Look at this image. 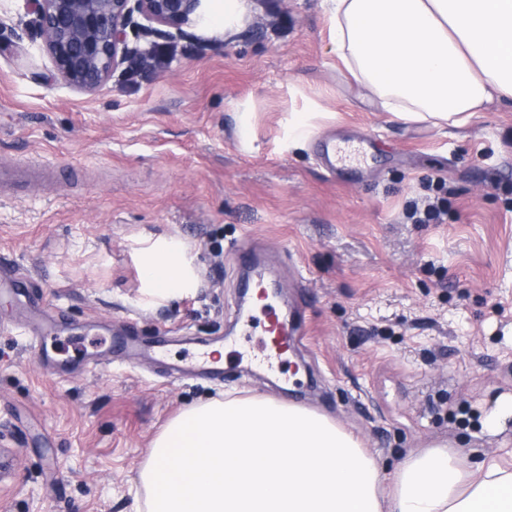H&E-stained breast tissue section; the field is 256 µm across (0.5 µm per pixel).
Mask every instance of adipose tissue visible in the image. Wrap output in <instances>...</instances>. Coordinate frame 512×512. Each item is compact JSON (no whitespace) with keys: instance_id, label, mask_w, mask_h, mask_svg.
I'll list each match as a JSON object with an SVG mask.
<instances>
[{"instance_id":"1","label":"adipose tissue","mask_w":512,"mask_h":512,"mask_svg":"<svg viewBox=\"0 0 512 512\" xmlns=\"http://www.w3.org/2000/svg\"><path fill=\"white\" fill-rule=\"evenodd\" d=\"M337 57L406 121L468 123L512 102V0H323ZM151 295L196 286L183 245L141 250ZM147 512H512V472L464 470L429 448L382 471L327 417L268 398L183 412L157 436L142 472Z\"/></svg>"}]
</instances>
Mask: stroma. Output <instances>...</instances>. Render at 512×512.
<instances>
[{
    "label": "stroma",
    "mask_w": 512,
    "mask_h": 512,
    "mask_svg": "<svg viewBox=\"0 0 512 512\" xmlns=\"http://www.w3.org/2000/svg\"><path fill=\"white\" fill-rule=\"evenodd\" d=\"M25 0H0V165L82 168L78 181L0 187V265L55 307L51 374L33 325L0 296V512H146L140 471L183 410L265 396L360 437L382 470L445 447L512 471V104L463 126L406 122L337 58L322 0H244L238 24L162 26L161 66L115 69L85 94L55 77ZM310 132L291 141L288 120ZM346 160L319 161L322 142ZM444 182L445 212L408 201ZM188 246L194 293H145L138 253ZM284 290L305 341L261 367L264 310L240 309L236 249ZM136 337V357L112 355ZM224 348V379L175 374ZM443 199L429 197L428 200L419 204L412 201L406 206L407 218L414 224H436L442 214Z\"/></svg>",
    "instance_id": "1"
}]
</instances>
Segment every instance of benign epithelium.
I'll list each match as a JSON object with an SVG mask.
<instances>
[{
	"label": "benign epithelium",
	"mask_w": 512,
	"mask_h": 512,
	"mask_svg": "<svg viewBox=\"0 0 512 512\" xmlns=\"http://www.w3.org/2000/svg\"><path fill=\"white\" fill-rule=\"evenodd\" d=\"M205 0H26L36 36L51 57L55 75L69 87L94 93L112 71L139 54L129 47L134 14L180 28L205 20Z\"/></svg>",
	"instance_id": "benign-epithelium-1"
}]
</instances>
